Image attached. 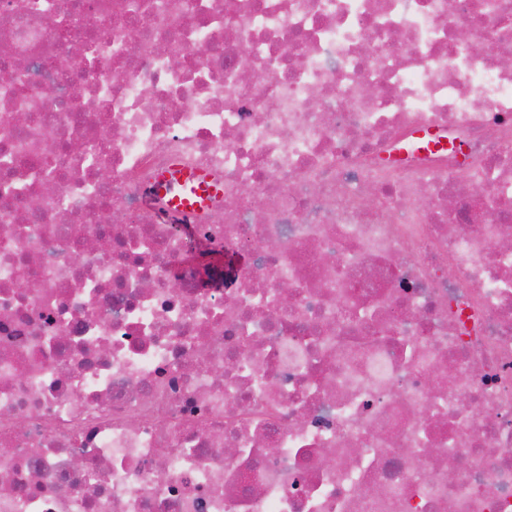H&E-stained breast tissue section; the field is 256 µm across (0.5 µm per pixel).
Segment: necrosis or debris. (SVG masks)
Masks as SVG:
<instances>
[{
  "label": "necrosis or debris",
  "mask_w": 512,
  "mask_h": 512,
  "mask_svg": "<svg viewBox=\"0 0 512 512\" xmlns=\"http://www.w3.org/2000/svg\"><path fill=\"white\" fill-rule=\"evenodd\" d=\"M42 2L0 0V512H512V0ZM180 184L185 186L189 183L192 195L190 197H176L173 201L181 210L192 209L197 206L195 199L207 200L209 197L219 193L218 183L210 175L203 172H188L181 176Z\"/></svg>",
  "instance_id": "necrosis-or-debris-1"
}]
</instances>
